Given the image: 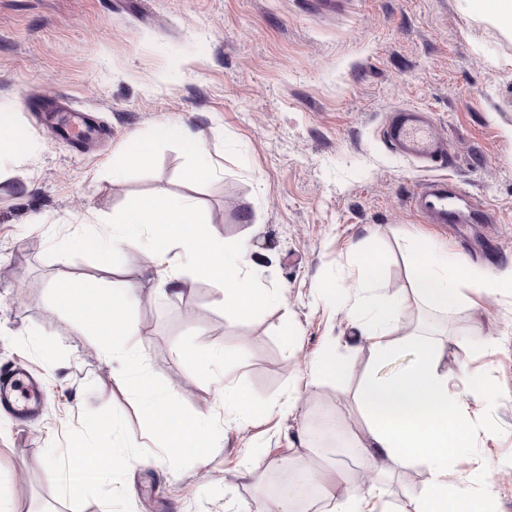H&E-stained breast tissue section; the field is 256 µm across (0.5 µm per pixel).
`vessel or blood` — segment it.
<instances>
[{
  "label": "vessel or blood",
  "mask_w": 512,
  "mask_h": 512,
  "mask_svg": "<svg viewBox=\"0 0 512 512\" xmlns=\"http://www.w3.org/2000/svg\"><path fill=\"white\" fill-rule=\"evenodd\" d=\"M64 138L82 143L90 135L86 116L78 112L68 113L61 126ZM382 138L395 154L410 161H426L433 164L446 162V142L438 135L434 125L421 109L401 107L392 111L386 119ZM463 190L444 178L426 180L411 197L413 207L425 214L434 224H474L478 218L474 211L459 205ZM43 395L36 378L28 371L20 370L0 377V408L19 418L29 419L41 411Z\"/></svg>",
  "instance_id": "1"
}]
</instances>
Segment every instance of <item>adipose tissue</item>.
Returning <instances> with one entry per match:
<instances>
[{
    "mask_svg": "<svg viewBox=\"0 0 512 512\" xmlns=\"http://www.w3.org/2000/svg\"><path fill=\"white\" fill-rule=\"evenodd\" d=\"M160 141L179 142L191 153L190 180L204 181L216 175V164L198 137L175 123L158 124L150 136L127 147L114 175L149 164ZM111 224L108 238L86 235L81 239L105 269L120 271L121 248L130 245L148 257L160 287L172 295H180L190 273L219 282L213 304L228 313L246 315L277 298L257 279L258 264L250 258L253 248L249 241L226 243L190 197L130 200L113 214ZM410 263L414 293L437 311L447 312L460 304L465 284L512 292V269L498 274L473 270L458 255L431 243H413ZM353 265V327L379 360L394 348L389 334L396 326L402 301L387 300L382 293V255L355 247ZM403 343L415 351L412 366L389 378L370 377L358 393L366 423L363 445L402 466H428L431 481L415 497L413 512H455L448 497V453L467 442V404L460 393L452 391L447 373L441 370L442 346L414 337L404 338ZM133 460L125 441L113 438L96 448L92 464L65 472L64 484L73 490L93 478L119 479Z\"/></svg>",
    "mask_w": 512,
    "mask_h": 512,
    "instance_id": "1",
    "label": "adipose tissue"
}]
</instances>
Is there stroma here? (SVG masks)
Returning <instances> with one entry per match:
<instances>
[{"instance_id": "1", "label": "stroma", "mask_w": 512, "mask_h": 512, "mask_svg": "<svg viewBox=\"0 0 512 512\" xmlns=\"http://www.w3.org/2000/svg\"><path fill=\"white\" fill-rule=\"evenodd\" d=\"M42 109H23V96ZM89 113L91 149L58 140L42 111L56 101ZM429 112L448 142L450 166L422 168L380 136L398 107ZM0 107L16 113L33 143L0 166V373L24 362L41 375L43 414L23 424L0 411V506L9 512H327L339 483L368 493L377 512H410L427 466L393 468L380 457L335 451L362 434L355 394L371 352L349 308L328 284L348 280L353 245L385 255L384 293L403 300L394 338L442 343L441 367L460 382L475 435L448 468L460 508L488 494L491 512H512V293L466 291L448 313L410 289L408 253L417 238L487 272L512 267V37L467 12L461 0H0ZM162 122L199 135L223 169L187 182L191 157L158 142L152 162L112 179L117 154ZM444 176L489 210L492 223L431 224L410 204L423 180ZM194 198L229 241L257 247L260 280L283 302L249 320L214 307L218 284L187 278L178 298L143 297L134 323L149 369L192 412L223 416L232 380L261 406L223 427L210 456L175 471L147 433L118 361L47 300L57 280L113 279L155 287L144 254L124 250L119 277L77 247L105 233L131 195ZM291 325L293 336L282 333ZM345 374L312 377L326 345ZM189 347L195 359H181ZM224 352L231 370L196 369ZM293 393L297 406L273 405ZM337 417L341 437L322 421ZM113 418L138 458L112 492L100 482L61 490L73 451L89 462ZM312 472L321 493L302 508L283 475Z\"/></svg>"}]
</instances>
